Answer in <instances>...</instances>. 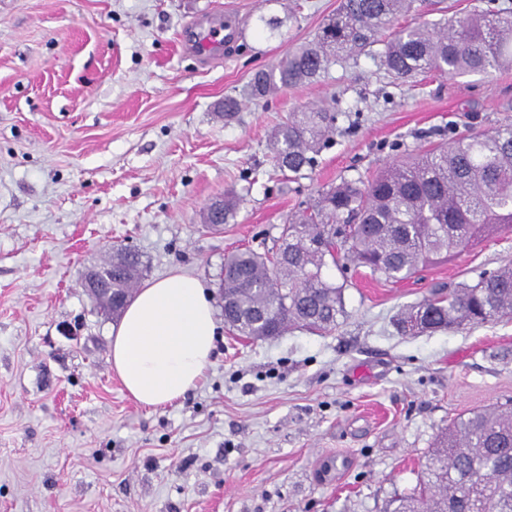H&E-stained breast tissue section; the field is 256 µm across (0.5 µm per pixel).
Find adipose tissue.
<instances>
[{"mask_svg":"<svg viewBox=\"0 0 512 512\" xmlns=\"http://www.w3.org/2000/svg\"><path fill=\"white\" fill-rule=\"evenodd\" d=\"M217 334L207 285L178 274L145 285L131 298L112 330L110 362L134 401L159 409L198 385Z\"/></svg>","mask_w":512,"mask_h":512,"instance_id":"ef3b65f1","label":"adipose tissue"}]
</instances>
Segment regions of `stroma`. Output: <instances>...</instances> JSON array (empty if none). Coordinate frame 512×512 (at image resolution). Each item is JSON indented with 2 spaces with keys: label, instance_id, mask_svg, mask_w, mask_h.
Wrapping results in <instances>:
<instances>
[{
  "label": "stroma",
  "instance_id": "1",
  "mask_svg": "<svg viewBox=\"0 0 512 512\" xmlns=\"http://www.w3.org/2000/svg\"><path fill=\"white\" fill-rule=\"evenodd\" d=\"M338 4L0 0V512H384L448 424L512 401V318L419 336L394 324L434 286L512 265V231L400 283L329 266L335 331L253 342L221 326L204 379L166 407L138 405L112 369L113 320L81 278L117 246L140 253L142 283L196 276L220 310L225 255L275 253L323 189L512 124V68L402 82L364 56L250 98L254 74ZM474 9L512 0H415L392 27ZM225 15L240 37L220 60L183 50V32ZM330 98L329 147L283 175L272 131ZM227 192L236 218L212 230L203 211Z\"/></svg>",
  "mask_w": 512,
  "mask_h": 512
}]
</instances>
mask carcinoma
<instances>
[{
    "label": "carcinoma",
    "mask_w": 512,
    "mask_h": 512,
    "mask_svg": "<svg viewBox=\"0 0 512 512\" xmlns=\"http://www.w3.org/2000/svg\"><path fill=\"white\" fill-rule=\"evenodd\" d=\"M413 0H340L307 44L270 71L256 73L251 95L320 77L336 62L379 59L395 79L434 71L488 75L512 66V13L476 11L382 32ZM380 45L382 49L374 50ZM331 105L292 113L271 136L277 168L294 176L336 128ZM468 159L467 185L457 172L439 174L449 152ZM235 198L214 199L203 214L211 227L229 223ZM512 228V126L458 138L419 153L362 182L344 180L288 221L272 257L239 249L224 258V324L249 340L278 336L296 324L329 332L345 315L343 285L324 274L327 260L345 258L387 282L415 277L484 237ZM112 287L130 296L142 274L138 254L117 251ZM512 316V267L462 284L402 311L404 336L448 331ZM386 512H512V405L473 410L457 418L427 452L419 486L393 498Z\"/></svg>",
    "instance_id": "cac0c4a2"
}]
</instances>
